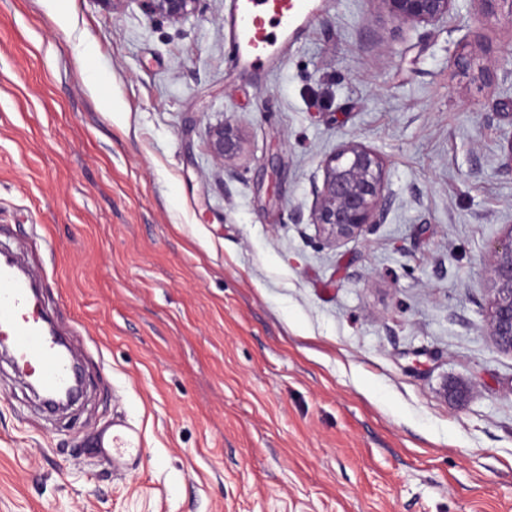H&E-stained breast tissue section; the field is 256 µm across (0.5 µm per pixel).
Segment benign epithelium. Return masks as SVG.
<instances>
[{
  "instance_id": "obj_1",
  "label": "benign epithelium",
  "mask_w": 512,
  "mask_h": 512,
  "mask_svg": "<svg viewBox=\"0 0 512 512\" xmlns=\"http://www.w3.org/2000/svg\"><path fill=\"white\" fill-rule=\"evenodd\" d=\"M144 10L172 22L196 12L201 0H139ZM390 18L400 24L435 25L448 18L454 0H381ZM487 13L498 12L512 24V0H480ZM457 66L477 70L476 78L490 83L495 72L476 64L471 51H461ZM239 147L238 136L229 126L211 131L210 148L214 159L222 163ZM322 188L311 211L312 223L320 225L335 239L360 236L369 226L383 223L386 215L384 166L382 159L360 142L350 141L326 157L322 163ZM492 294L488 334L496 348L512 354V225L489 253Z\"/></svg>"
}]
</instances>
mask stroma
Segmentation results:
<instances>
[{
  "label": "stroma",
  "mask_w": 512,
  "mask_h": 512,
  "mask_svg": "<svg viewBox=\"0 0 512 512\" xmlns=\"http://www.w3.org/2000/svg\"><path fill=\"white\" fill-rule=\"evenodd\" d=\"M225 2L172 23L66 0L67 35L49 0H0V249L84 379L51 413L0 357V512H512V354L487 326L512 23L313 0L259 78ZM476 42L507 81L455 66ZM352 140L387 213L333 242L310 213ZM118 420L141 436L120 462L97 446ZM238 147V136L231 127L223 125L211 131L210 148L217 162L224 164V159L232 156Z\"/></svg>",
  "instance_id": "1"
}]
</instances>
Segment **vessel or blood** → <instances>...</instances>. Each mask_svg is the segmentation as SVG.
<instances>
[{"label": "vessel or blood", "mask_w": 512, "mask_h": 512, "mask_svg": "<svg viewBox=\"0 0 512 512\" xmlns=\"http://www.w3.org/2000/svg\"><path fill=\"white\" fill-rule=\"evenodd\" d=\"M311 14L310 0H230L228 50L245 67L263 70ZM33 294L31 280L0 254V343L12 347L18 372L36 378L45 393H74L72 358L60 352Z\"/></svg>", "instance_id": "1"}]
</instances>
